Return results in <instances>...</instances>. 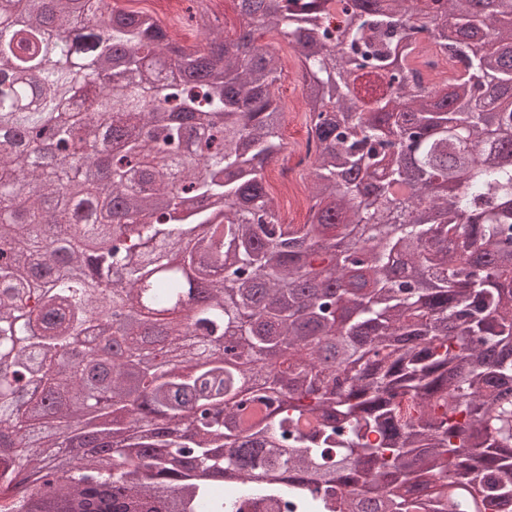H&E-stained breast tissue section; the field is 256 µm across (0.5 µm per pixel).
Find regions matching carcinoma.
<instances>
[{"label": "carcinoma", "mask_w": 512, "mask_h": 512, "mask_svg": "<svg viewBox=\"0 0 512 512\" xmlns=\"http://www.w3.org/2000/svg\"><path fill=\"white\" fill-rule=\"evenodd\" d=\"M238 7L192 48L118 0H0V512H230L218 476L512 512V0ZM259 31L305 73L307 224L267 191Z\"/></svg>", "instance_id": "obj_1"}]
</instances>
